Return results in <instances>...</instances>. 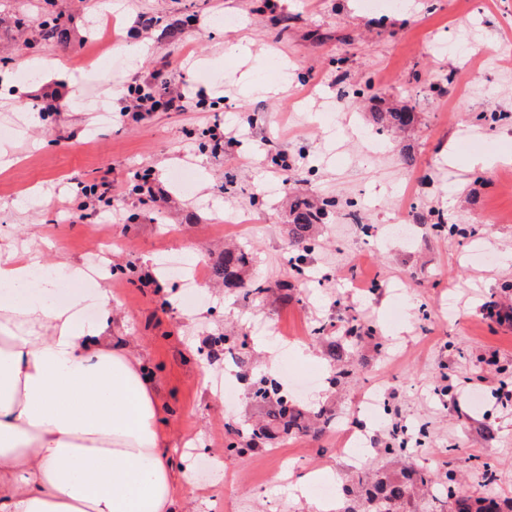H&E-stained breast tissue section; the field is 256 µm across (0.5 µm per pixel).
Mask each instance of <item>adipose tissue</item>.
<instances>
[{
	"instance_id": "adipose-tissue-1",
	"label": "adipose tissue",
	"mask_w": 512,
	"mask_h": 512,
	"mask_svg": "<svg viewBox=\"0 0 512 512\" xmlns=\"http://www.w3.org/2000/svg\"><path fill=\"white\" fill-rule=\"evenodd\" d=\"M61 272L87 276L0 239V512H185L192 471L171 462L152 378L113 343L111 291L58 301Z\"/></svg>"
}]
</instances>
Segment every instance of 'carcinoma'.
Wrapping results in <instances>:
<instances>
[{
  "label": "carcinoma",
  "instance_id": "cac0c4a2",
  "mask_svg": "<svg viewBox=\"0 0 512 512\" xmlns=\"http://www.w3.org/2000/svg\"><path fill=\"white\" fill-rule=\"evenodd\" d=\"M378 119L390 128L406 129L416 120L415 113L407 109L393 108L378 113ZM325 201L317 206L307 199H298L291 205L292 224L288 225V265L290 270L300 275L308 252L315 244L313 232L326 214ZM253 254L243 246H228L215 267V274L224 283L228 291L248 290L254 293L266 291L263 284L253 278ZM316 339L326 344L329 357L336 363V373L331 383L340 386L352 382L357 377V369L350 360L353 349L362 341L372 337V329L357 316L349 317L347 325L335 336L324 335V328L313 330ZM247 392L253 401L265 407V419L258 427L245 429L241 426H229L228 434L242 440V445L255 448L257 444L276 438L279 434L288 436L305 435L311 431L323 433L331 422L332 415L321 408L309 415L288 399L275 379L264 378L251 383ZM433 480L429 474L411 465L404 467L398 474L375 473L369 480H358V486L352 489L342 488L343 507L341 512H402L410 503V490L428 489ZM438 494L447 498L454 512H512L511 501H498L493 498H480L468 492L444 486Z\"/></svg>",
  "mask_w": 512,
  "mask_h": 512
}]
</instances>
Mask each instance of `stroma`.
Here are the masks:
<instances>
[{
  "label": "stroma",
  "instance_id": "obj_1",
  "mask_svg": "<svg viewBox=\"0 0 512 512\" xmlns=\"http://www.w3.org/2000/svg\"><path fill=\"white\" fill-rule=\"evenodd\" d=\"M49 16L59 29L47 40ZM240 41L250 56L231 54ZM44 58L58 68L34 70ZM157 70L182 110L120 122L112 99ZM250 79L271 93L243 95ZM46 92L56 111H42ZM91 97L110 102V119ZM393 104L417 122L378 132L375 113ZM20 112L21 131L0 140L15 157L0 167V233L44 239L90 268L111 246L115 339L154 378L172 462L190 463L201 512H319L315 491L297 486L316 468L334 489L349 484L340 432L357 429L359 398L381 379L392 411L368 420L367 467L398 470L375 452L398 423L427 433L409 464L512 499V403L498 397L512 388V323L494 316L512 307V0H0V120ZM216 122L220 150L206 133ZM480 156L504 162L472 166ZM144 170L150 201L137 191ZM283 181L333 203L297 278L286 264L288 206L269 191ZM81 182L107 193L72 223ZM397 213L410 238L387 236ZM422 213L457 233L436 235ZM228 241L252 249L265 293H230L214 276ZM170 252L184 273L202 274L194 307L159 264ZM348 305L384 348L363 344L359 378L334 388L323 345L306 339L300 352L288 339L336 332ZM259 321L279 324L283 340L257 335ZM224 334L244 340L246 364L226 363L213 343ZM281 373L300 405L332 410L334 430L230 447L228 426L261 409L244 394L225 400L214 382Z\"/></svg>",
  "mask_w": 512,
  "mask_h": 512
}]
</instances>
